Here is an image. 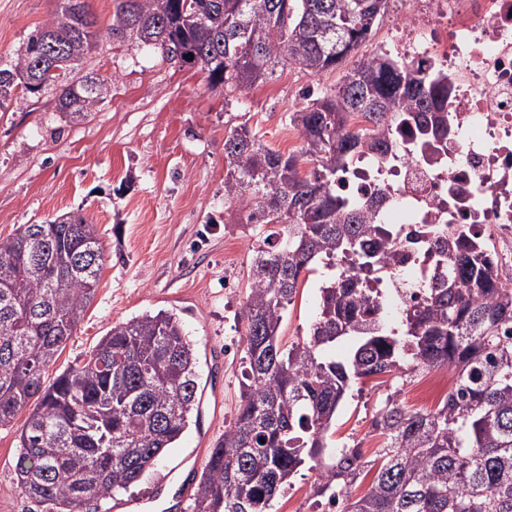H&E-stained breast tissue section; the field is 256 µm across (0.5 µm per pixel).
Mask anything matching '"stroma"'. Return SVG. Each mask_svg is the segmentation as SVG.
<instances>
[{"label":"stroma","mask_w":512,"mask_h":512,"mask_svg":"<svg viewBox=\"0 0 512 512\" xmlns=\"http://www.w3.org/2000/svg\"><path fill=\"white\" fill-rule=\"evenodd\" d=\"M59 0H0V66L51 21ZM388 0L370 37L341 66L314 74L294 64L239 90L208 85L182 66L131 41L102 40L75 73L108 80L110 93L85 121L58 112L52 92L9 101L0 110V242L24 224L70 213L95 224L106 257L95 298L63 353L53 379L90 352L109 326L145 312L176 313L198 353L203 387L199 416L162 462L122 493L125 512H192L183 483L201 472L210 448L232 422L240 400L244 326L254 247L268 226L250 224L224 197V140L246 126L283 153L303 141L289 116L337 87L361 60L393 53L407 12ZM324 274L310 275L284 314L283 343L305 337ZM395 382L370 377L353 385L330 430L335 446L379 443L373 415ZM27 412L0 427V512H27L14 465ZM318 473L304 469L278 493L275 512H321Z\"/></svg>","instance_id":"obj_1"}]
</instances>
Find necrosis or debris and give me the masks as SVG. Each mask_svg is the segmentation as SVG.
Segmentation results:
<instances>
[{
    "instance_id": "4bbe7bcc",
    "label": "necrosis or debris",
    "mask_w": 512,
    "mask_h": 512,
    "mask_svg": "<svg viewBox=\"0 0 512 512\" xmlns=\"http://www.w3.org/2000/svg\"><path fill=\"white\" fill-rule=\"evenodd\" d=\"M396 51L453 85L454 128L446 154L401 152L387 165L362 154L343 177L350 198L385 185L391 197L376 221L397 245L400 279L387 280L393 306L410 308L409 289L426 283L424 233L431 224L466 227L487 239L512 237V0H412Z\"/></svg>"
}]
</instances>
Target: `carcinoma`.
I'll return each instance as SVG.
<instances>
[{
  "label": "carcinoma",
  "mask_w": 512,
  "mask_h": 512,
  "mask_svg": "<svg viewBox=\"0 0 512 512\" xmlns=\"http://www.w3.org/2000/svg\"><path fill=\"white\" fill-rule=\"evenodd\" d=\"M105 32L79 0L0 68V107L47 89L71 120H84L109 92L106 79L71 73L105 38L137 42L199 67L216 88H245L280 64L319 74L340 66L372 33L387 0H113ZM55 72H50L49 62ZM452 84L441 71L376 55L292 113L297 153L261 144L246 127L224 140V197L273 224L256 248L244 321L240 402L194 487V512H272L301 468L318 472L315 493L339 512H512V279L496 271L488 244L462 231L428 230L437 275L400 317L369 277L391 268L389 234L372 216L384 187L362 200L336 187L355 155L385 163L399 133L448 150ZM361 115L355 128L351 117ZM314 163L305 172L303 165ZM369 238L377 240L365 247ZM105 253L95 225L61 215L23 224L0 242V426L29 409L19 436L17 484L41 512H104L103 502L137 485L181 438L198 403L197 358L177 314L145 312L112 325L83 362L49 384L54 365L97 292ZM307 336L282 343L280 327L300 283L322 261ZM348 340L343 360L328 356ZM446 367L455 380L434 411L387 394L372 427L374 459L335 448L328 433L352 384L372 376L407 381ZM373 474L368 490L352 494Z\"/></svg>",
  "instance_id": "obj_1"
}]
</instances>
